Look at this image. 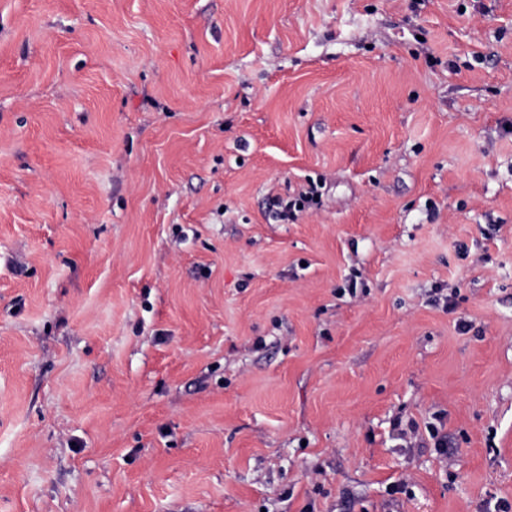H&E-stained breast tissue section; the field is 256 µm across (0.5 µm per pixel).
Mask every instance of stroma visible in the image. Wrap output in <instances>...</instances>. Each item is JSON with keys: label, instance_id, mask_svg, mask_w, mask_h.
<instances>
[{"label": "stroma", "instance_id": "obj_1", "mask_svg": "<svg viewBox=\"0 0 512 512\" xmlns=\"http://www.w3.org/2000/svg\"><path fill=\"white\" fill-rule=\"evenodd\" d=\"M499 501L512 0H0V512ZM318 196L317 187L309 186L306 192L299 195V199L284 201L280 198H274L272 205L277 207V214L282 220H294L296 218V211H301L304 208V203H309L315 200Z\"/></svg>", "mask_w": 512, "mask_h": 512}]
</instances>
